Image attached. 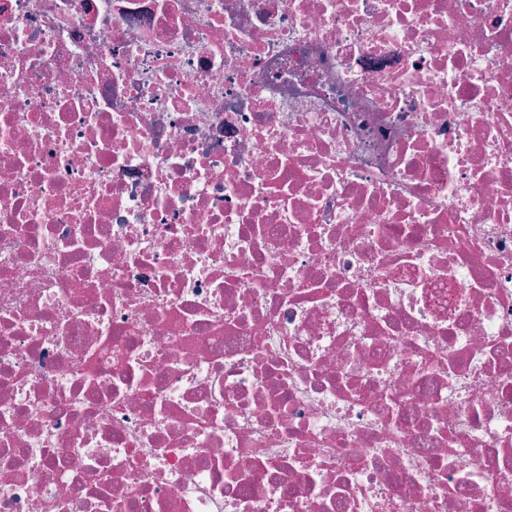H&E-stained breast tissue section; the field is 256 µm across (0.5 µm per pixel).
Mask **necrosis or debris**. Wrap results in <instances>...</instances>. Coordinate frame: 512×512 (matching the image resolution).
<instances>
[{"mask_svg":"<svg viewBox=\"0 0 512 512\" xmlns=\"http://www.w3.org/2000/svg\"><path fill=\"white\" fill-rule=\"evenodd\" d=\"M0 512H512V0H0Z\"/></svg>","mask_w":512,"mask_h":512,"instance_id":"obj_1","label":"necrosis or debris"}]
</instances>
